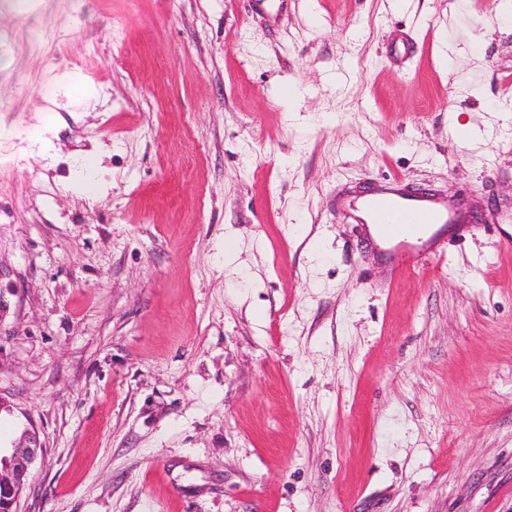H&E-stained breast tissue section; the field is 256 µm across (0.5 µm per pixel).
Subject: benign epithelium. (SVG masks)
Here are the masks:
<instances>
[{
	"label": "benign epithelium",
	"instance_id": "7a95c632",
	"mask_svg": "<svg viewBox=\"0 0 512 512\" xmlns=\"http://www.w3.org/2000/svg\"><path fill=\"white\" fill-rule=\"evenodd\" d=\"M41 453L42 444L36 432L26 430L6 449V454H0V512H17L20 493Z\"/></svg>",
	"mask_w": 512,
	"mask_h": 512
}]
</instances>
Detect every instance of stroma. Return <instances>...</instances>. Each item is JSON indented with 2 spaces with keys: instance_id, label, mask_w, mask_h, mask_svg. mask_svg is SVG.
<instances>
[{
  "instance_id": "stroma-1",
  "label": "stroma",
  "mask_w": 512,
  "mask_h": 512,
  "mask_svg": "<svg viewBox=\"0 0 512 512\" xmlns=\"http://www.w3.org/2000/svg\"><path fill=\"white\" fill-rule=\"evenodd\" d=\"M500 3L0 0L17 512H512ZM390 179L474 217L395 267ZM35 431L25 430L6 455L0 448V512H17L16 504L26 486L32 465L42 453Z\"/></svg>"
}]
</instances>
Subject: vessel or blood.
<instances>
[{
    "instance_id": "b4317fda",
    "label": "vessel or blood",
    "mask_w": 512,
    "mask_h": 512,
    "mask_svg": "<svg viewBox=\"0 0 512 512\" xmlns=\"http://www.w3.org/2000/svg\"><path fill=\"white\" fill-rule=\"evenodd\" d=\"M358 213L361 223L375 225L382 243L395 250L416 248L426 225L460 220L451 207H439L430 195L408 196L394 184L366 194Z\"/></svg>"
}]
</instances>
